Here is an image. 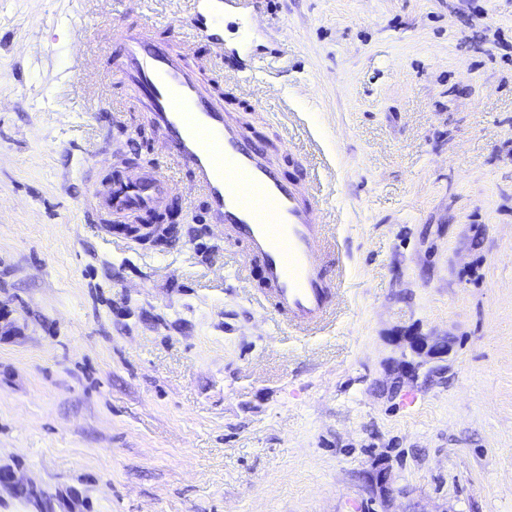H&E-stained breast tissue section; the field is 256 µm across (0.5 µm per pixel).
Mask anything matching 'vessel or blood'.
Segmentation results:
<instances>
[{"label": "vessel or blood", "mask_w": 512, "mask_h": 512, "mask_svg": "<svg viewBox=\"0 0 512 512\" xmlns=\"http://www.w3.org/2000/svg\"><path fill=\"white\" fill-rule=\"evenodd\" d=\"M112 49L129 99L158 137L163 162L130 176L88 168L85 210L124 219L160 209L182 198L169 171L186 167L190 190L211 223L261 264L274 311L297 333L322 329L336 313L344 263L319 217L313 180L283 178L265 145L245 134L188 64L187 43L159 41L153 24L141 21L123 26Z\"/></svg>", "instance_id": "b4317fda"}]
</instances>
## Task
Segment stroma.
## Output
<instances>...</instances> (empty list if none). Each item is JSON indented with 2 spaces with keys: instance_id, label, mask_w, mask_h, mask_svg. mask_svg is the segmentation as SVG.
<instances>
[{
  "instance_id": "1",
  "label": "stroma",
  "mask_w": 512,
  "mask_h": 512,
  "mask_svg": "<svg viewBox=\"0 0 512 512\" xmlns=\"http://www.w3.org/2000/svg\"><path fill=\"white\" fill-rule=\"evenodd\" d=\"M191 7L0 0V512H512V0L230 8L236 90ZM142 19L316 174L347 262L322 333L199 201L169 245L86 223V166L160 150L120 81L87 111L73 57ZM413 336L440 370L405 372Z\"/></svg>"
}]
</instances>
